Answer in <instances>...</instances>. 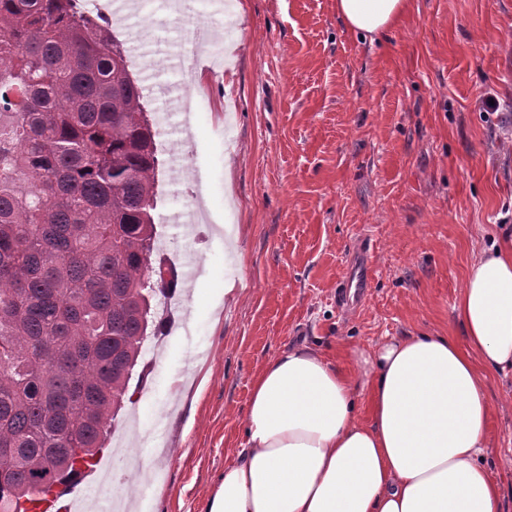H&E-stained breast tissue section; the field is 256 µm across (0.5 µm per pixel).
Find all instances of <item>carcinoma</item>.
Listing matches in <instances>:
<instances>
[{
    "mask_svg": "<svg viewBox=\"0 0 512 512\" xmlns=\"http://www.w3.org/2000/svg\"><path fill=\"white\" fill-rule=\"evenodd\" d=\"M143 99L107 18L0 0V512L91 466L175 283Z\"/></svg>",
    "mask_w": 512,
    "mask_h": 512,
    "instance_id": "carcinoma-1",
    "label": "carcinoma"
}]
</instances>
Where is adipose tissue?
I'll use <instances>...</instances> for the list:
<instances>
[{
  "instance_id": "1",
  "label": "adipose tissue",
  "mask_w": 512,
  "mask_h": 512,
  "mask_svg": "<svg viewBox=\"0 0 512 512\" xmlns=\"http://www.w3.org/2000/svg\"><path fill=\"white\" fill-rule=\"evenodd\" d=\"M408 6L336 0V13L372 40ZM454 312L462 338L384 340L356 375L314 344L267 361L247 404L246 446L204 512H502L504 487L486 464L496 410L487 380L512 370V237L475 257Z\"/></svg>"
}]
</instances>
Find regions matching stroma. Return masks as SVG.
<instances>
[{
    "mask_svg": "<svg viewBox=\"0 0 512 512\" xmlns=\"http://www.w3.org/2000/svg\"><path fill=\"white\" fill-rule=\"evenodd\" d=\"M110 21L161 133L156 235L174 238L172 262L195 277L178 279L180 305L146 341L105 446L122 444L142 463L138 478L155 481L144 500L123 489L130 512H202L246 445L247 402L268 359L308 340L353 371L345 351L387 336H461L453 306L472 260L512 234V0H412L372 43L344 26L335 0H143ZM232 45V89L214 71L195 120L170 112L181 85L169 53L192 67L202 55L223 61ZM229 141L226 173L212 159ZM193 176L230 217L173 223L199 208L185 194ZM212 270L234 290L202 330L182 308ZM357 279L363 301L339 304ZM170 375L180 389L155 416L137 414ZM490 432L488 462L511 484L501 458L512 402Z\"/></svg>",
    "mask_w": 512,
    "mask_h": 512,
    "instance_id": "obj_1",
    "label": "stroma"
}]
</instances>
